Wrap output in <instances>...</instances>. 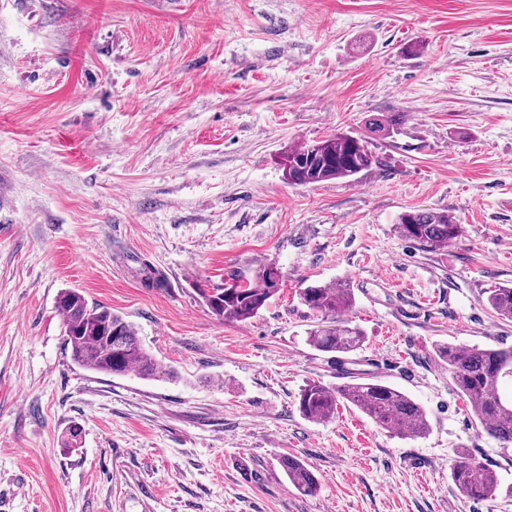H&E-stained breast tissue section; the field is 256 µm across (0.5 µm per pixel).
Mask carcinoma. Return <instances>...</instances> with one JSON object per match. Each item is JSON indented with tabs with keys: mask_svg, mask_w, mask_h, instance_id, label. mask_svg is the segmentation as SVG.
Wrapping results in <instances>:
<instances>
[{
	"mask_svg": "<svg viewBox=\"0 0 512 512\" xmlns=\"http://www.w3.org/2000/svg\"><path fill=\"white\" fill-rule=\"evenodd\" d=\"M377 156L367 141L340 133L324 140L291 146L280 155L285 179L294 185H310L356 176L372 169ZM401 237L425 251L448 246L461 232L457 218L449 212L408 210L398 218ZM283 275L267 265L252 276H236L222 288H201L208 310L225 322H242L257 316L266 302L280 290ZM299 299L317 318L308 332L310 345L324 353L346 355L364 343L362 330L340 315L353 306L347 285L312 284L302 289ZM487 302L499 317L512 320V286L489 291ZM63 318L65 350L78 365L109 375L136 373L146 378L167 375L142 347L134 325L112 309L89 303L80 292L62 291L56 300ZM435 356L448 367L456 392L467 400L475 423L506 448L512 444V402L502 399L499 385L512 376V347L483 348L454 343L436 345ZM355 407L380 427L401 439L427 434L430 423L423 407L406 393L382 382H346L327 387L306 384L298 395V408L311 422H323L336 412L338 403ZM279 466L294 489L304 496L319 490V482L301 459L284 455ZM451 481L477 500H493L500 482L490 470L481 469L474 458L463 453L450 471Z\"/></svg>",
	"mask_w": 512,
	"mask_h": 512,
	"instance_id": "carcinoma-1",
	"label": "carcinoma"
}]
</instances>
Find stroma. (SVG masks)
Instances as JSON below:
<instances>
[{"mask_svg": "<svg viewBox=\"0 0 512 512\" xmlns=\"http://www.w3.org/2000/svg\"><path fill=\"white\" fill-rule=\"evenodd\" d=\"M341 132L380 165L284 179L279 154ZM413 209L462 232L421 250L397 229ZM270 264L255 318L204 306ZM343 282L365 339L341 366L298 291ZM511 285L512 0H0V512H512L452 483L465 450L511 486L512 447L433 354L512 347L487 304ZM66 288L132 322L167 378L73 363ZM352 372L418 402L427 435L300 414L305 384ZM279 466L294 489L304 496H312L319 490V482L309 466L301 459L284 455Z\"/></svg>", "mask_w": 512, "mask_h": 512, "instance_id": "stroma-1", "label": "stroma"}]
</instances>
